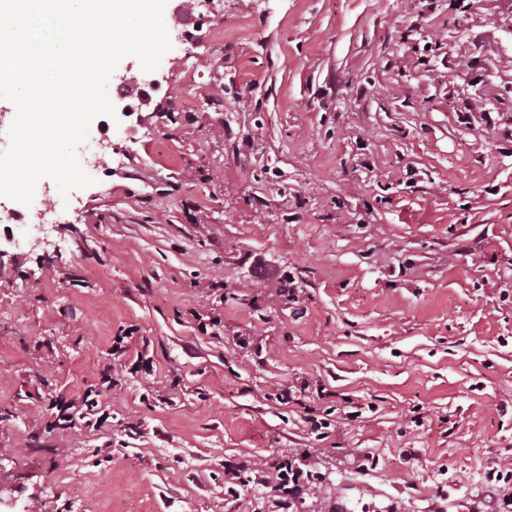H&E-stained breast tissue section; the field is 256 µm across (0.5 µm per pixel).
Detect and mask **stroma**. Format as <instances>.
Masks as SVG:
<instances>
[{"label": "stroma", "mask_w": 512, "mask_h": 512, "mask_svg": "<svg viewBox=\"0 0 512 512\" xmlns=\"http://www.w3.org/2000/svg\"><path fill=\"white\" fill-rule=\"evenodd\" d=\"M163 19L195 52L119 62L111 84L162 89L114 121L101 175L7 203L62 208L65 243L0 237L18 506L276 512L245 465L286 459L313 475L298 512H512L491 478L512 468V0H167Z\"/></svg>", "instance_id": "35a3bbf8"}]
</instances>
